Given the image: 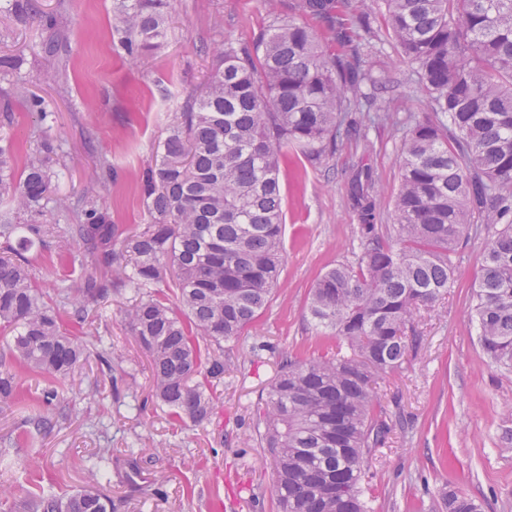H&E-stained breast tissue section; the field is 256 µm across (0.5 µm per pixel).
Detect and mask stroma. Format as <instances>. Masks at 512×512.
<instances>
[{"label": "stroma", "instance_id": "35a3bbf8", "mask_svg": "<svg viewBox=\"0 0 512 512\" xmlns=\"http://www.w3.org/2000/svg\"><path fill=\"white\" fill-rule=\"evenodd\" d=\"M38 16L16 21L10 0H0V56L21 57L12 76H0V126L16 162L56 148L49 168L53 197L77 201L96 187L98 161L112 163L111 184L96 187L97 204L116 224L150 217L139 181L167 135L170 116L197 90L224 39L253 44L271 22L265 0H173L168 37L142 63L113 42V0H37ZM53 26H46V18ZM373 74L398 82L391 112H423L427 97L412 66L395 48H361ZM41 99L31 111L26 96ZM375 148L362 153L339 142L324 166L289 157L282 169L286 262L281 286L258 321L234 344L237 365L217 387L211 418L176 421L154 405L148 355L120 316L113 297L96 320L125 374L112 380L98 359L82 364L66 383L74 404L70 420L0 447V485L72 491L90 483L96 449L112 451L115 466L100 483L113 512H277L274 473L259 446L257 403L274 379L280 350L314 355L330 344L308 313L309 291L328 267L354 261L358 216L350 203L356 165L370 168L386 191L397 188L402 134L389 126L371 131ZM486 240L458 247L453 283L445 299L417 312L419 336L411 360L377 385V403L393 418L382 448L369 461L365 485L370 512H443L451 490L467 494L481 512H512V372L484 361L469 319ZM60 261L54 241L29 258L46 302L60 284L77 285L81 245ZM134 449L136 468L125 462ZM42 461L34 471L29 459Z\"/></svg>", "mask_w": 512, "mask_h": 512}]
</instances>
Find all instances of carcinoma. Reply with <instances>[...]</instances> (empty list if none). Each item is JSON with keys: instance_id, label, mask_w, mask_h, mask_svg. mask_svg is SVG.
<instances>
[{"instance_id": "obj_1", "label": "carcinoma", "mask_w": 512, "mask_h": 512, "mask_svg": "<svg viewBox=\"0 0 512 512\" xmlns=\"http://www.w3.org/2000/svg\"><path fill=\"white\" fill-rule=\"evenodd\" d=\"M381 25L349 35L345 0H296L299 16L328 24L343 47L386 36L414 65L432 111L400 117L377 106L392 89L337 53L314 31L276 15L253 46L224 41L200 96L174 113L160 160L142 175L151 223L122 232L83 195L79 223L15 224L41 216L50 177L33 155L15 172L0 145V189L14 213L0 216V332L3 356L49 382L42 401L72 411L68 377L91 348L107 368L103 339L68 332L43 301L27 253L60 238V258L82 244L81 286L58 287L56 301L80 326L94 306L128 296L121 316L150 357L153 395L176 421L209 420L224 372L222 343L236 340L268 306L285 264L280 164L292 149L317 168L336 152L349 113L372 125L405 128L392 224H377L382 190L360 172L351 199L360 212L359 253L311 288L315 326L336 337L317 356H282L257 412L260 444L275 475L281 512H368L369 459L389 425L376 410L374 384L397 372L416 347L412 320L448 293L461 240L480 232L486 249L471 315L483 358L512 369V0H384ZM171 0H117L112 37L146 59L167 39ZM171 286L163 290L167 270ZM17 374L0 360V406L19 398ZM92 479L112 465L99 448ZM21 512H109L94 487L55 495L0 487ZM446 512H478L462 492L443 497Z\"/></svg>"}]
</instances>
